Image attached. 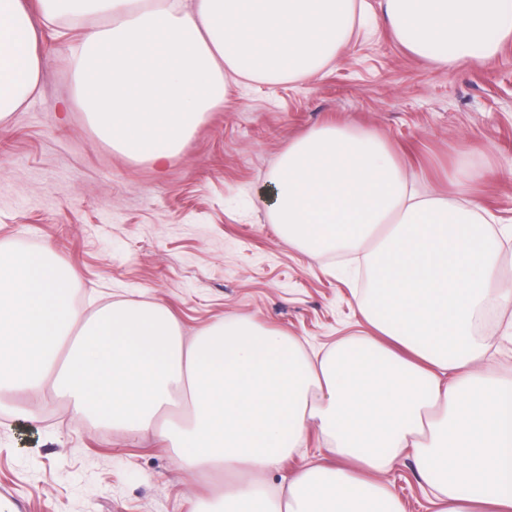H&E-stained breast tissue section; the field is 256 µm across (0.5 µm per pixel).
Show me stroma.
<instances>
[{
  "instance_id": "1",
  "label": "stroma",
  "mask_w": 512,
  "mask_h": 512,
  "mask_svg": "<svg viewBox=\"0 0 512 512\" xmlns=\"http://www.w3.org/2000/svg\"><path fill=\"white\" fill-rule=\"evenodd\" d=\"M337 64L295 82L230 84L164 166L102 141L73 93L67 53L81 30L40 33L38 85L0 123V243L51 247L78 281L83 318L106 305L155 303L183 336L246 318L325 353L369 333L354 303L359 255L288 246L269 208L277 157L310 130L338 124L384 139L424 193L449 194V169L478 172L472 202L512 222V42L489 60L441 66L406 49L369 0ZM512 305L497 307L498 345L482 371L512 375ZM406 512H433L404 457L384 476ZM184 470L160 430L132 436L73 415L50 388L0 402V504L9 512H194L235 483Z\"/></svg>"
}]
</instances>
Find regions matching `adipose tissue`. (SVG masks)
<instances>
[{
	"instance_id": "obj_1",
	"label": "adipose tissue",
	"mask_w": 512,
	"mask_h": 512,
	"mask_svg": "<svg viewBox=\"0 0 512 512\" xmlns=\"http://www.w3.org/2000/svg\"><path fill=\"white\" fill-rule=\"evenodd\" d=\"M411 52L449 66L512 39V0H382ZM357 0H0V122L37 85L41 27L84 28L70 53L78 102L134 160L176 155L227 80L310 78L353 36ZM419 195L387 143L345 126L311 130L271 174L272 219L289 244L365 251L375 269L357 308L370 336L311 359L246 319L185 343L153 303L81 324L73 269L49 249L0 247V399L52 384L74 413L136 435L189 390L193 415L165 432L190 471L237 475L201 512H404L382 476L410 453L435 512H512V378L484 379L493 346L476 319L512 303L490 213ZM324 452L277 492L257 481L309 430Z\"/></svg>"
}]
</instances>
